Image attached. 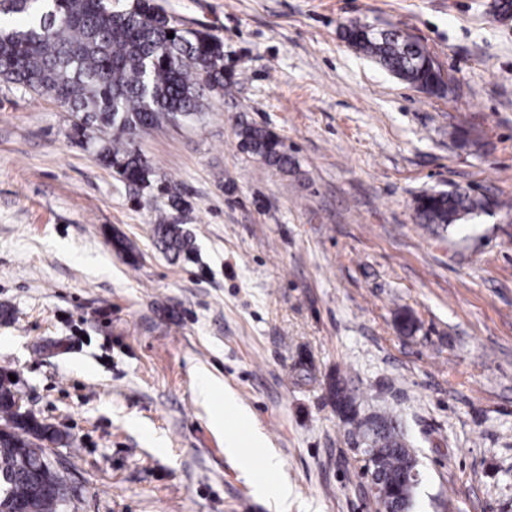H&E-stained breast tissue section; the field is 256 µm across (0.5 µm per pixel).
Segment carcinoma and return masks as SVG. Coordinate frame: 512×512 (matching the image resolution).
I'll use <instances>...</instances> for the list:
<instances>
[{
    "label": "carcinoma",
    "mask_w": 512,
    "mask_h": 512,
    "mask_svg": "<svg viewBox=\"0 0 512 512\" xmlns=\"http://www.w3.org/2000/svg\"><path fill=\"white\" fill-rule=\"evenodd\" d=\"M21 18L0 25V80L52 96L82 114L70 138L91 141L87 130L109 136L95 141L103 165L124 181L148 186L150 163L136 138L163 120L190 118L201 110L205 91L224 87V44L215 36L173 26L155 0H129L121 10L105 0H0V16ZM174 37H167V33ZM344 39L396 78L427 93L442 90L443 78L424 65L420 46L398 29L366 30L359 21L343 27ZM240 146L264 163L288 169L279 139L261 126L243 124ZM488 205L465 189L424 193L415 199V221L448 229ZM157 242L175 257L194 242L180 224H155ZM13 383L0 376V512H65L72 489L42 471L46 443L61 434L35 416L13 411ZM343 420L369 447L372 469L394 485L416 464L403 422L384 412L360 415V395L340 377L332 384Z\"/></svg>",
    "instance_id": "carcinoma-1"
}]
</instances>
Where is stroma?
Returning a JSON list of instances; mask_svg holds the SVG:
<instances>
[{"instance_id": "stroma-1", "label": "stroma", "mask_w": 512, "mask_h": 512, "mask_svg": "<svg viewBox=\"0 0 512 512\" xmlns=\"http://www.w3.org/2000/svg\"><path fill=\"white\" fill-rule=\"evenodd\" d=\"M157 2L223 41L233 88L141 134L149 187L73 143L53 98L0 83V370L61 432L71 512H366L338 377L361 415L406 422L413 512H512V17L494 0ZM352 20L407 32L444 90L356 52ZM242 121L292 169L242 149ZM456 187L496 204L416 224V196ZM161 218L190 256L158 247ZM205 382L234 394L274 473L228 456L225 437L250 435L214 425ZM154 230L157 242L165 253L179 257L189 256L193 252V238L181 224H165L164 221L159 220Z\"/></svg>"}]
</instances>
